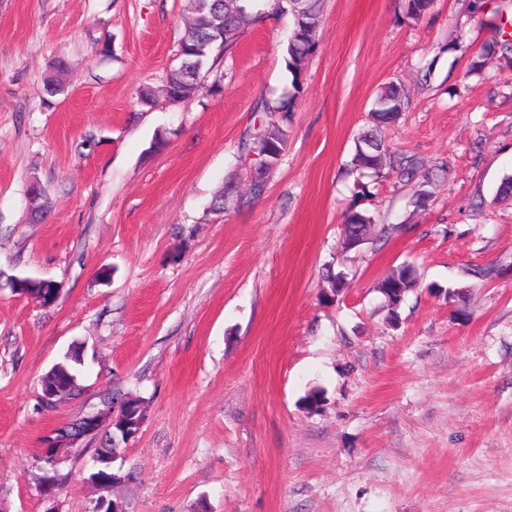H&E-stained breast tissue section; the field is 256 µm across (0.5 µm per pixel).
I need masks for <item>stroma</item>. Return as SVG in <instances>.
I'll return each mask as SVG.
<instances>
[{"label":"stroma","mask_w":512,"mask_h":512,"mask_svg":"<svg viewBox=\"0 0 512 512\" xmlns=\"http://www.w3.org/2000/svg\"><path fill=\"white\" fill-rule=\"evenodd\" d=\"M184 6L0 0V504L45 512L43 437L118 389L144 410L113 462L125 512H512V200L495 199L512 175V67L469 71L498 13L434 0L414 21L405 0H323L286 150L256 196L258 107L291 91L292 22L258 0L196 98L140 106L178 62ZM60 58L67 91L50 98ZM391 81L410 106L386 142L448 163L423 208L346 171ZM34 181L42 224L26 221ZM356 200L397 230L346 255ZM405 261L421 285L392 324L377 284ZM330 270L347 279L335 296ZM16 278L60 292L46 305ZM74 348L82 390L44 410L40 380ZM97 446L67 451L59 512H92Z\"/></svg>","instance_id":"35a3bbf8"}]
</instances>
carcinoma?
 <instances>
[{"label": "carcinoma", "mask_w": 512, "mask_h": 512, "mask_svg": "<svg viewBox=\"0 0 512 512\" xmlns=\"http://www.w3.org/2000/svg\"><path fill=\"white\" fill-rule=\"evenodd\" d=\"M275 2L279 13L293 19V28L286 46V68L291 76L292 93L286 99L263 105L264 111L276 114L277 118L264 126L257 137L256 149L260 155L271 147L280 154L286 150V125L294 102L303 88L304 61L314 52L322 30L321 0ZM432 4L433 0H407L406 15L410 19H418L430 10ZM186 11L194 19L186 26L179 40L178 63L169 70L165 85L160 90L169 102H184L197 97L204 81V69L211 68L212 63L223 56L237 42L243 30L257 18L254 4L246 0H186ZM508 26L512 27V18L501 16L495 43L498 58L512 65V31L506 30ZM54 70L56 75L44 84V90L50 96L66 90V84L59 78V75L68 71L66 62L58 60ZM408 107V98L394 83L389 82L378 90L373 111V118L378 123L375 129L358 139L355 153L348 163L350 171L369 170L378 178H392L402 184H410L420 176L423 182L430 183V172L422 171V164L408 155L392 151L382 138V123L396 121ZM269 170L267 159H260L252 179L254 195L263 192ZM343 219L347 233L343 250L352 251L348 247V240L352 238L365 242L371 240L374 224L368 212L353 206L346 211ZM417 283L418 273L411 263L392 268L380 280L377 288L390 306V315H395V308ZM13 288L19 293L37 294L44 299V304L49 305L55 297L56 283L26 278L14 281ZM78 363L80 357L77 352L66 353L63 361L55 364L45 374V384L57 387L68 397L76 394L79 384L75 365Z\"/></svg>", "instance_id": "cac0c4a2"}]
</instances>
